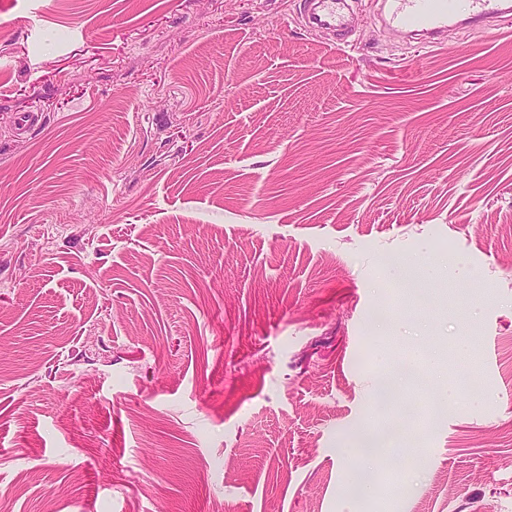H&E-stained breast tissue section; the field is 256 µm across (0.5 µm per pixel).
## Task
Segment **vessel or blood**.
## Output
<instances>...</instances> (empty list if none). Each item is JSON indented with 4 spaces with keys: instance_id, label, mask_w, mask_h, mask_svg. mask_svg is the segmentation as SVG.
<instances>
[{
    "instance_id": "obj_1",
    "label": "vessel or blood",
    "mask_w": 512,
    "mask_h": 512,
    "mask_svg": "<svg viewBox=\"0 0 512 512\" xmlns=\"http://www.w3.org/2000/svg\"><path fill=\"white\" fill-rule=\"evenodd\" d=\"M349 0H305L308 30L338 35L339 47H348ZM512 14V0H383L381 17L389 27L417 36L438 39L449 22L478 23Z\"/></svg>"
}]
</instances>
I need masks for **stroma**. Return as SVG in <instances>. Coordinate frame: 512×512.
Returning <instances> with one entry per match:
<instances>
[{"mask_svg": "<svg viewBox=\"0 0 512 512\" xmlns=\"http://www.w3.org/2000/svg\"><path fill=\"white\" fill-rule=\"evenodd\" d=\"M298 3L0 0V512H512V24ZM349 0H305V26L310 31L329 30L339 36L337 46L346 48L345 39L350 29V18L346 11ZM413 366V372L411 375H404L400 369V367H396L392 371V377L387 382V385L397 391L402 385H416L421 384L423 382V375L421 372V369L419 366H416L412 363ZM385 389L386 395L384 399V403L388 401H399L400 397L399 395L392 391L391 389H388L386 387H383ZM388 433L392 434V431H391V427H389V425H386L382 429V435L388 434ZM382 435L375 436L373 434V430H372L371 426H369V425L361 427L359 430V433H358L359 442H361L364 445V449L366 451H373L375 449V448H373V445L378 442L380 436H382ZM392 442H393V437L386 436L385 439L383 437H381L377 444V447H378L377 451H373V452L362 451L361 454L364 457H374V456L378 455L382 450H384L385 449L384 447H387Z\"/></svg>", "mask_w": 512, "mask_h": 512, "instance_id": "1", "label": "stroma"}]
</instances>
